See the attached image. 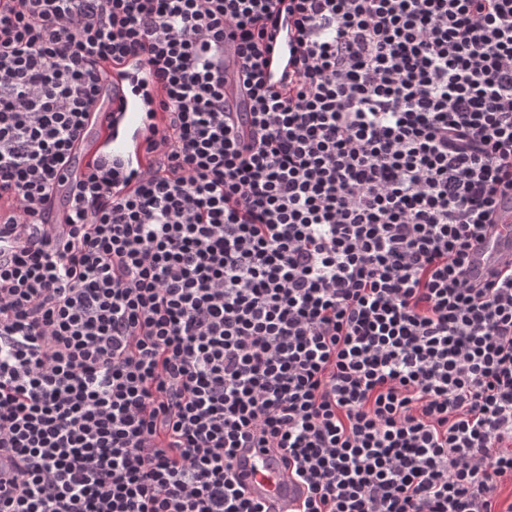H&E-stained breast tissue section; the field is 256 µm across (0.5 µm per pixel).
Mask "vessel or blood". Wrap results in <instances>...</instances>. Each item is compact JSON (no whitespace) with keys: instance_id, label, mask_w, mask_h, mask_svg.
Listing matches in <instances>:
<instances>
[{"instance_id":"1","label":"vessel or blood","mask_w":512,"mask_h":512,"mask_svg":"<svg viewBox=\"0 0 512 512\" xmlns=\"http://www.w3.org/2000/svg\"><path fill=\"white\" fill-rule=\"evenodd\" d=\"M149 71L144 64L130 63L108 68L106 85L109 94L103 102L104 111L113 113L116 121L111 132L98 134L95 125H87L84 143L103 167L145 169L144 148L150 134L153 114L160 111L156 87L140 88ZM512 254V200L503 199L493 228L475 245L471 253V273L483 277L487 270L504 256ZM235 466L244 482L265 512H290L306 495L303 485L289 479L280 457L261 454L251 448L236 451Z\"/></svg>"}]
</instances>
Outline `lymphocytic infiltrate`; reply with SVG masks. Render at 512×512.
Masks as SVG:
<instances>
[{
    "label": "lymphocytic infiltrate",
    "instance_id": "f902f5d3",
    "mask_svg": "<svg viewBox=\"0 0 512 512\" xmlns=\"http://www.w3.org/2000/svg\"><path fill=\"white\" fill-rule=\"evenodd\" d=\"M131 58L129 188L71 160ZM509 193L512 0H0V512H263L240 448L296 512H512ZM512 254V202L506 196L498 207L497 224L475 245L471 253V274L482 278L503 256ZM235 466L256 501L267 512H286L306 495L303 485L288 478L280 457L255 452L254 448L236 451Z\"/></svg>",
    "mask_w": 512,
    "mask_h": 512
}]
</instances>
